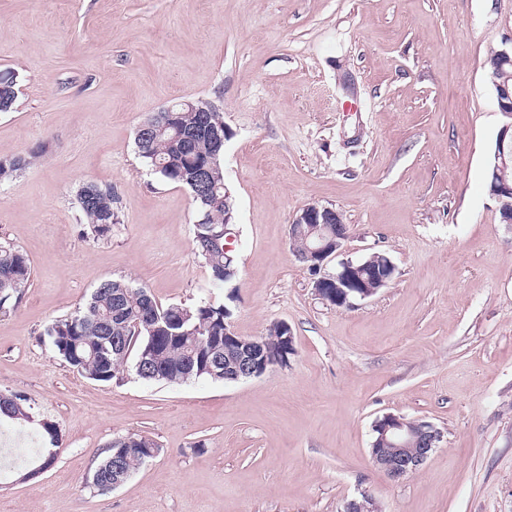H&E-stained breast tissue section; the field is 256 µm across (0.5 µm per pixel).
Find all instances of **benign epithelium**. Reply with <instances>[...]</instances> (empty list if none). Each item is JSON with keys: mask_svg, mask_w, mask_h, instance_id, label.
Segmentation results:
<instances>
[{"mask_svg": "<svg viewBox=\"0 0 512 512\" xmlns=\"http://www.w3.org/2000/svg\"><path fill=\"white\" fill-rule=\"evenodd\" d=\"M499 61L500 65L493 66L490 77L505 123L499 130L496 149L489 163V193L499 203L501 223L512 224V176L509 175L512 168V91L501 79L502 65L512 61V48L499 50ZM288 235L310 241L304 261L306 267L318 275L314 279V292L321 299L327 289L334 288L336 302L350 307L354 301L376 294L394 276L395 265L376 253L359 261L341 258L349 231L340 212L331 207L316 204L304 207L294 216ZM334 259L337 260L336 269L329 272L326 267ZM224 337L231 338V344L222 352L212 351L208 371L213 377L238 382L260 377L276 367L274 358L264 351L260 342H245L238 338L228 321L224 323ZM373 432L369 448L372 465L394 479L418 470L442 440L441 432L433 424L424 422L418 429L409 430L405 428L403 417L393 413L376 420ZM344 512H377V505L374 498L364 492L361 497L348 501Z\"/></svg>", "mask_w": 512, "mask_h": 512, "instance_id": "7a95c632", "label": "benign epithelium"}]
</instances>
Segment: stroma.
Wrapping results in <instances>:
<instances>
[{
  "label": "stroma",
  "mask_w": 512,
  "mask_h": 512,
  "mask_svg": "<svg viewBox=\"0 0 512 512\" xmlns=\"http://www.w3.org/2000/svg\"><path fill=\"white\" fill-rule=\"evenodd\" d=\"M512 0H0V157L45 153L0 185V242L28 257L0 312V391L56 425L55 463L0 480V512H512V226L489 194L504 118L487 75ZM202 98L224 114L238 276L193 250L186 188L138 156L146 114ZM111 188L87 236L77 191ZM335 208L345 255L391 282L354 307L315 295L290 248L305 206ZM163 305L227 306L237 335L288 323V367L234 383L83 377L45 334L108 279ZM443 438L416 472L369 461L384 414ZM159 454L121 487L85 485L113 437ZM114 196L111 188H102L93 182L83 184L78 190L80 211L93 239L106 237L112 232L114 222Z\"/></svg>",
  "instance_id": "stroma-1"
}]
</instances>
